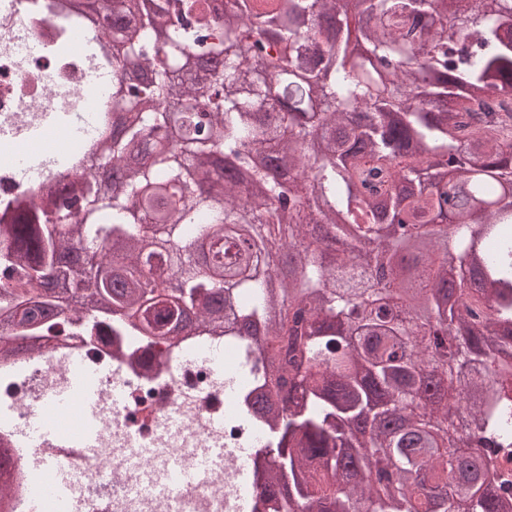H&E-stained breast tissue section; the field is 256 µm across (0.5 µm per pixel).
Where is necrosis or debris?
Segmentation results:
<instances>
[{
    "label": "necrosis or debris",
    "mask_w": 512,
    "mask_h": 512,
    "mask_svg": "<svg viewBox=\"0 0 512 512\" xmlns=\"http://www.w3.org/2000/svg\"><path fill=\"white\" fill-rule=\"evenodd\" d=\"M48 0H0V182L10 183L18 148L33 134H49L66 110L103 116L111 94H85L87 72L99 66L94 53L57 50L60 37L89 39L92 18L78 16L60 26ZM221 346L224 373L239 391L255 383L256 371L222 336H198L190 346L149 347L129 336H104L86 354L98 367L97 383L108 391L112 377L131 380L130 411L104 408L99 424L100 453L60 456L74 471L79 512H253L259 485L242 491L238 465L203 469L214 448H240L257 430L226 409L222 391L201 357ZM75 352L65 346L34 350L0 365V392L17 417L34 411L41 392L57 388L76 371Z\"/></svg>",
    "instance_id": "obj_1"
}]
</instances>
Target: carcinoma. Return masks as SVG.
Listing matches in <instances>:
<instances>
[{"mask_svg":"<svg viewBox=\"0 0 512 512\" xmlns=\"http://www.w3.org/2000/svg\"><path fill=\"white\" fill-rule=\"evenodd\" d=\"M446 2L112 0L123 179L14 200L0 320L240 337L265 512H507L512 0Z\"/></svg>","mask_w":512,"mask_h":512,"instance_id":"1","label":"carcinoma"}]
</instances>
